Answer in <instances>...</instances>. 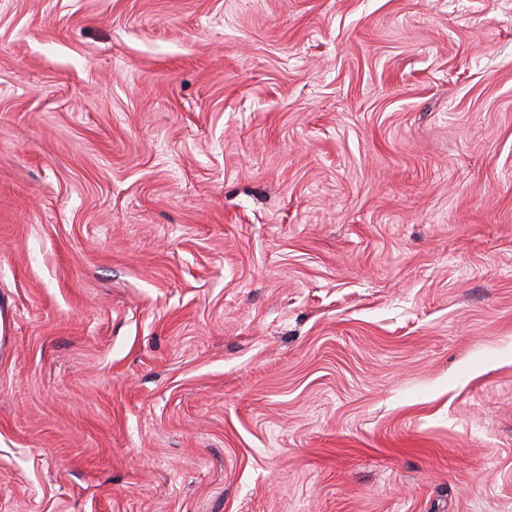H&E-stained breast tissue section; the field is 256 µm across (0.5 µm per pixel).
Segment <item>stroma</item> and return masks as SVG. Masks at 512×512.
<instances>
[{
  "label": "stroma",
  "mask_w": 512,
  "mask_h": 512,
  "mask_svg": "<svg viewBox=\"0 0 512 512\" xmlns=\"http://www.w3.org/2000/svg\"><path fill=\"white\" fill-rule=\"evenodd\" d=\"M0 512H512V0H0Z\"/></svg>",
  "instance_id": "1"
}]
</instances>
